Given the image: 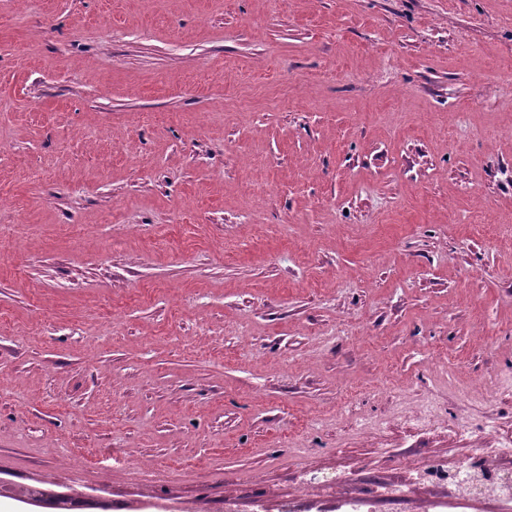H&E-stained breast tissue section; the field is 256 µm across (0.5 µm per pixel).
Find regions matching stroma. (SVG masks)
I'll use <instances>...</instances> for the list:
<instances>
[{
    "label": "stroma",
    "mask_w": 512,
    "mask_h": 512,
    "mask_svg": "<svg viewBox=\"0 0 512 512\" xmlns=\"http://www.w3.org/2000/svg\"><path fill=\"white\" fill-rule=\"evenodd\" d=\"M508 69L512 0H0V512H512Z\"/></svg>",
    "instance_id": "35a3bbf8"
}]
</instances>
